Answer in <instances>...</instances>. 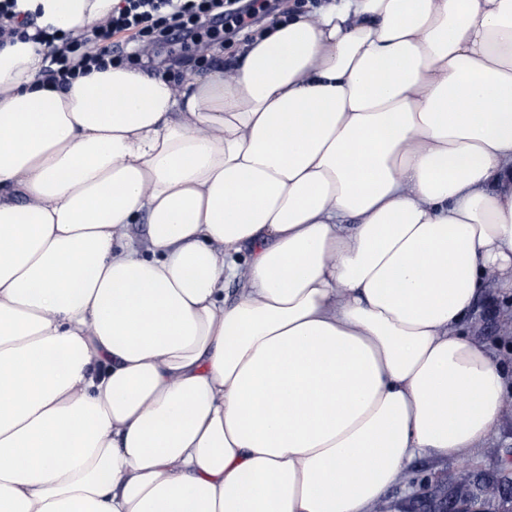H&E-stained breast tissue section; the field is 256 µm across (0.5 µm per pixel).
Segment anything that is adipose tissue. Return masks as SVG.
Listing matches in <instances>:
<instances>
[{"label": "adipose tissue", "instance_id": "ef3b65f1", "mask_svg": "<svg viewBox=\"0 0 512 512\" xmlns=\"http://www.w3.org/2000/svg\"><path fill=\"white\" fill-rule=\"evenodd\" d=\"M47 52L0 45V512H375L512 419L460 333L512 297V0H326L179 90Z\"/></svg>", "mask_w": 512, "mask_h": 512}]
</instances>
